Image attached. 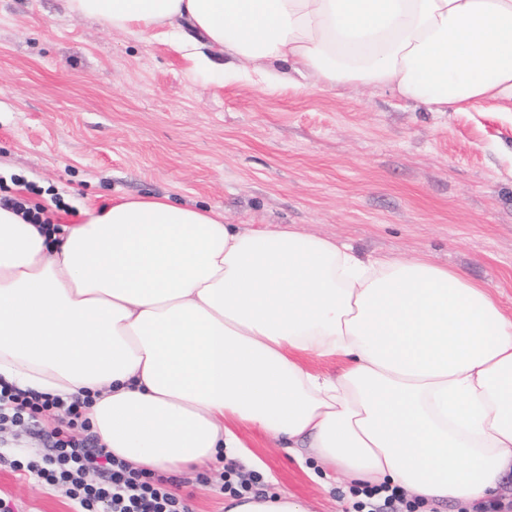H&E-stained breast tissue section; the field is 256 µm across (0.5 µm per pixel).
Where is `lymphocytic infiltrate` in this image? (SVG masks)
Listing matches in <instances>:
<instances>
[{
	"instance_id": "f902f5d3",
	"label": "lymphocytic infiltrate",
	"mask_w": 512,
	"mask_h": 512,
	"mask_svg": "<svg viewBox=\"0 0 512 512\" xmlns=\"http://www.w3.org/2000/svg\"><path fill=\"white\" fill-rule=\"evenodd\" d=\"M84 400L22 391L0 383V427L18 426L27 419L54 417L48 451L31 458L14 454L10 468L62 490L76 512H193L188 498L173 493L175 478L132 470L101 448L89 436ZM85 430L77 438L76 430ZM105 475L102 483L91 474Z\"/></svg>"
}]
</instances>
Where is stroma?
<instances>
[{"label":"stroma","instance_id":"1","mask_svg":"<svg viewBox=\"0 0 512 512\" xmlns=\"http://www.w3.org/2000/svg\"><path fill=\"white\" fill-rule=\"evenodd\" d=\"M214 208L228 224L316 234L361 258L424 256L490 288L512 312V112H432L366 86L216 77L171 38L0 0V198L50 224L128 196ZM260 491L314 512L358 499L313 480L263 429L229 421ZM180 475L193 512H224L219 473ZM20 512H74L0 465Z\"/></svg>","mask_w":512,"mask_h":512}]
</instances>
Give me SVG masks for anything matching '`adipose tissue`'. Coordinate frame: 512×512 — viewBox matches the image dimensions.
<instances>
[{
  "label": "adipose tissue",
  "instance_id": "adipose-tissue-1",
  "mask_svg": "<svg viewBox=\"0 0 512 512\" xmlns=\"http://www.w3.org/2000/svg\"><path fill=\"white\" fill-rule=\"evenodd\" d=\"M142 39L185 22L238 63L427 105L512 112V0H63ZM338 357L333 376L301 357ZM0 380L88 395L112 457L242 459L224 425L312 451V478L472 505L512 472V316L425 258L228 224L147 195L46 234L0 206ZM225 512H311L284 492Z\"/></svg>",
  "mask_w": 512,
  "mask_h": 512
}]
</instances>
